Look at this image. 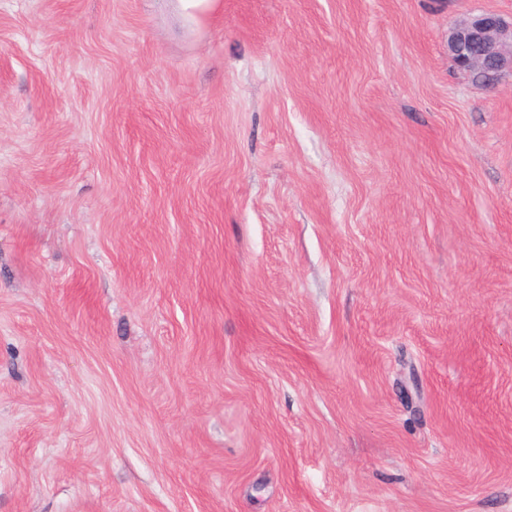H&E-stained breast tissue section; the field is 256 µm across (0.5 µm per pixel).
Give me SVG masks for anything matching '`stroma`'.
I'll return each instance as SVG.
<instances>
[{"mask_svg": "<svg viewBox=\"0 0 512 512\" xmlns=\"http://www.w3.org/2000/svg\"><path fill=\"white\" fill-rule=\"evenodd\" d=\"M512 0H0V512H512ZM448 54L458 70L495 88L512 76V21L484 12L460 22L448 33Z\"/></svg>", "mask_w": 512, "mask_h": 512, "instance_id": "35a3bbf8", "label": "stroma"}]
</instances>
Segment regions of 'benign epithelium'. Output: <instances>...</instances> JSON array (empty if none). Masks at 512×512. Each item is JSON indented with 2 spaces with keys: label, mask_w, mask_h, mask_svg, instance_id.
Returning <instances> with one entry per match:
<instances>
[{
  "label": "benign epithelium",
  "mask_w": 512,
  "mask_h": 512,
  "mask_svg": "<svg viewBox=\"0 0 512 512\" xmlns=\"http://www.w3.org/2000/svg\"><path fill=\"white\" fill-rule=\"evenodd\" d=\"M448 54L456 68L488 88L512 75V21L484 12L448 33Z\"/></svg>",
  "instance_id": "1"
}]
</instances>
